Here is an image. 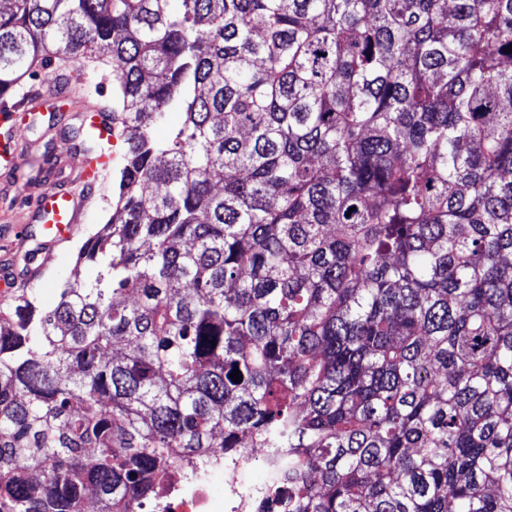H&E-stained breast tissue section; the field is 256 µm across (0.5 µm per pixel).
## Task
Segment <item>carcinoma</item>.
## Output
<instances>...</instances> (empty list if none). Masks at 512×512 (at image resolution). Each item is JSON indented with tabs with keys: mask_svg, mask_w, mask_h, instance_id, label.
Instances as JSON below:
<instances>
[{
	"mask_svg": "<svg viewBox=\"0 0 512 512\" xmlns=\"http://www.w3.org/2000/svg\"><path fill=\"white\" fill-rule=\"evenodd\" d=\"M168 5L0 0V85L96 59L125 145L94 281L0 319V512L251 447L253 512H512V0ZM248 461L245 467L259 465L266 473L267 478L275 474L272 465L267 460L264 448H249L247 452ZM244 467V468H245ZM258 466L247 468L243 472V480L246 483H261L265 480L264 471Z\"/></svg>",
	"mask_w": 512,
	"mask_h": 512,
	"instance_id": "carcinoma-1",
	"label": "carcinoma"
}]
</instances>
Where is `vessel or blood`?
I'll use <instances>...</instances> for the list:
<instances>
[{"instance_id":"obj_1","label":"vessel or blood","mask_w":512,"mask_h":512,"mask_svg":"<svg viewBox=\"0 0 512 512\" xmlns=\"http://www.w3.org/2000/svg\"><path fill=\"white\" fill-rule=\"evenodd\" d=\"M47 95L39 89L25 87L16 89L10 86L0 87V169L13 168L18 160L14 141L18 132L17 118L20 113L39 106ZM98 162L83 158L78 181L81 192H74L68 186L49 182L40 190L31 211V222L40 224L43 230V242L27 265V278L42 274L53 259L52 250L61 242L70 240L80 228L85 203V190L94 188L98 182ZM16 275L13 270L11 253L0 255V302L14 297Z\"/></svg>"}]
</instances>
